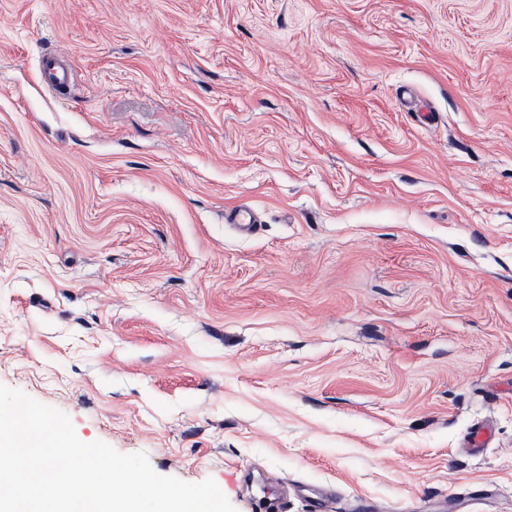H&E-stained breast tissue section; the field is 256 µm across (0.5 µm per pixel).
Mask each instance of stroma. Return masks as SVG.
<instances>
[{"instance_id": "35a3bbf8", "label": "stroma", "mask_w": 512, "mask_h": 512, "mask_svg": "<svg viewBox=\"0 0 512 512\" xmlns=\"http://www.w3.org/2000/svg\"><path fill=\"white\" fill-rule=\"evenodd\" d=\"M0 384L236 512H512V0H0ZM69 56L63 52H48L40 59V77L57 94L66 96L74 82L72 71L67 65Z\"/></svg>"}]
</instances>
